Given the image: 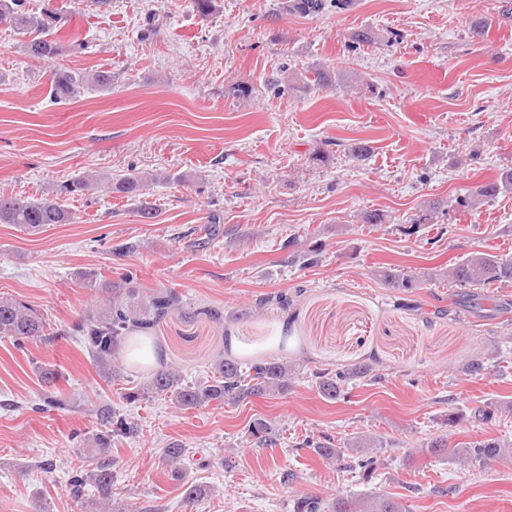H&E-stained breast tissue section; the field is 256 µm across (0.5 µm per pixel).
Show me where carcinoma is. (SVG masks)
Listing matches in <instances>:
<instances>
[{
    "label": "carcinoma",
    "mask_w": 512,
    "mask_h": 512,
    "mask_svg": "<svg viewBox=\"0 0 512 512\" xmlns=\"http://www.w3.org/2000/svg\"><path fill=\"white\" fill-rule=\"evenodd\" d=\"M354 0H284L283 9L311 19L318 18L330 9L338 10L353 5ZM0 22H7L16 29L33 35L26 43L27 52L37 58L53 59L60 54L61 47L50 36L59 20L51 14L35 16L27 12L26 0H0ZM112 85V76L105 72L90 75L81 71H63L56 76L53 84L54 95L59 98H74L81 89L89 86L107 88ZM116 189L135 194L144 187L143 178L129 174L115 183ZM512 190V168L501 170L495 179L477 187L476 198L491 199L504 191ZM71 213L54 199L32 200L22 197L0 195V224H17L36 232L52 224H69ZM383 281L398 293L414 295L422 287V280L416 275L398 268L387 267L381 271ZM448 282L459 288H485L492 284L512 283V259L500 255L476 251L448 268ZM178 304V297L168 290H155L146 296H139L130 290L117 298L106 300L102 311L93 313L72 325L84 346L92 353L97 366L103 373L117 377L121 375L120 351L131 335L150 338L151 330L169 311ZM46 320L34 310L7 298H0V337L13 339L22 346L30 341L45 337ZM159 367L136 389L125 394L128 401L149 398L154 394H166L182 409H199L218 403H237L250 397L279 398L288 395L292 386L291 378L296 374L295 366L286 358L256 359L241 362L231 355L224 356L214 366L212 376L204 381L188 385L173 367L157 359ZM366 367H355L335 374H316L319 393L328 400L340 397L349 382L364 377ZM101 430L92 441L98 451L105 455L99 465L90 471H73L69 477V489L73 497L82 499L87 487L97 489L99 497L89 500L91 509H107L112 496V466L114 461L107 456L112 438L134 437L138 434V423L109 407L96 410ZM249 435L264 445L274 440L270 423L255 420L248 429ZM382 440L357 437L340 448L327 439L314 444L317 453L326 458L340 460L344 455L360 453L364 448H379ZM432 453H448L461 466L473 463H493L506 456L509 444L498 439H485L468 443L461 448H447V443L435 440L429 443ZM186 449L179 443H171L163 449V457L170 466V472L179 477L182 474L181 461ZM293 512H405L404 506L388 497L373 494L354 500L339 499L332 505L312 496L299 495L293 500Z\"/></svg>",
    "instance_id": "obj_1"
}]
</instances>
